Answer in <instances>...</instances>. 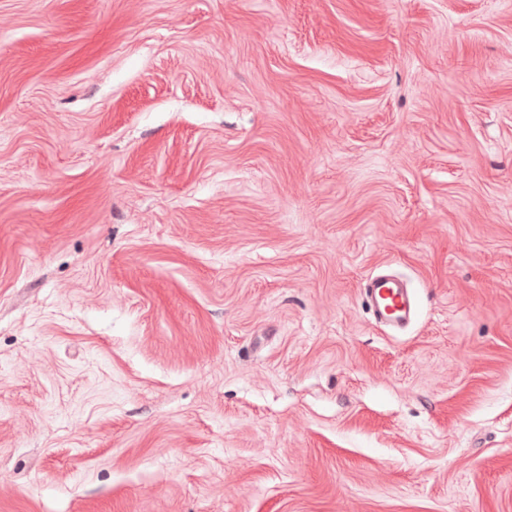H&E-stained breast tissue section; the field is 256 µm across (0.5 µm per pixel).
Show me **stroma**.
<instances>
[{
  "label": "stroma",
  "instance_id": "stroma-1",
  "mask_svg": "<svg viewBox=\"0 0 512 512\" xmlns=\"http://www.w3.org/2000/svg\"><path fill=\"white\" fill-rule=\"evenodd\" d=\"M0 512H512V0H0ZM362 291L378 321L397 329L411 321L412 302L408 290L395 279L371 277L363 284Z\"/></svg>",
  "mask_w": 512,
  "mask_h": 512
}]
</instances>
